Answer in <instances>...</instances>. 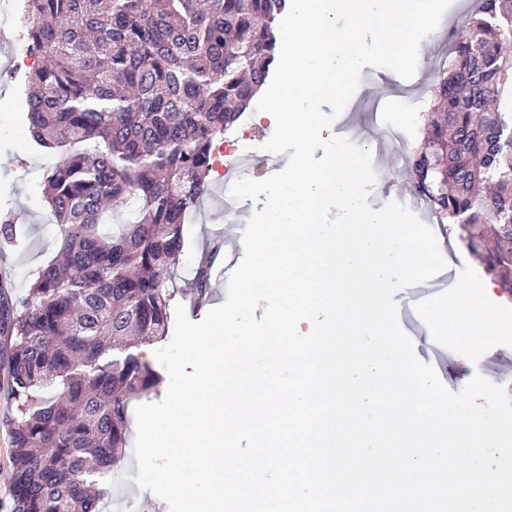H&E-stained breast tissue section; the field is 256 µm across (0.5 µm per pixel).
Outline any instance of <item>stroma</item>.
<instances>
[{
  "label": "stroma",
  "instance_id": "1",
  "mask_svg": "<svg viewBox=\"0 0 512 512\" xmlns=\"http://www.w3.org/2000/svg\"><path fill=\"white\" fill-rule=\"evenodd\" d=\"M20 0H0V30L7 31L13 43L7 52H0V220L19 214L11 242L0 239V295L9 300L24 298L36 270L53 258L61 227L53 221L44 205L42 188L45 174L55 166V152L37 146L30 138L27 123L20 110L22 92L12 73L17 69L18 55L27 44L19 23ZM473 11L470 0H451L438 27L421 42L439 57L446 50L449 38L461 34L467 28ZM384 69L367 66L361 71L360 91L354 92L337 124L331 132H338L340 124L384 135L385 125L372 121L369 104L387 105V123L402 121L410 126L411 146H418L428 105L421 96V87L430 83L432 65L419 64L413 78L398 83L384 82ZM376 181L368 203L381 209L387 203L411 197L413 180L403 164L386 156L375 170ZM224 184L210 180L209 193L200 211L191 214L184 226V247L179 263L174 268L172 286L176 293L189 291L193 269L202 262L215 243L224 239ZM433 230L441 253L451 255L454 265H470L482 282H492L486 271L482 253L472 252L462 238L463 232L455 224H437ZM416 357H428L444 385L453 392L461 391L472 378L470 361L465 356L444 346H420L415 348ZM137 462L133 455L125 460L111 477L112 503L110 512H168L167 506L159 505L157 496L147 495L133 482Z\"/></svg>",
  "mask_w": 512,
  "mask_h": 512
}]
</instances>
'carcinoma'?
Instances as JSON below:
<instances>
[{
  "instance_id": "obj_1",
  "label": "carcinoma",
  "mask_w": 512,
  "mask_h": 512,
  "mask_svg": "<svg viewBox=\"0 0 512 512\" xmlns=\"http://www.w3.org/2000/svg\"><path fill=\"white\" fill-rule=\"evenodd\" d=\"M287 0H26L28 131L59 155L46 202L64 225L19 309L0 304L12 512H107L129 405L159 376L141 347L166 335L168 282L215 143L271 75ZM429 86L408 170L440 223L512 288V0H479ZM123 218L119 236L99 231ZM210 288V266L193 283Z\"/></svg>"
}]
</instances>
